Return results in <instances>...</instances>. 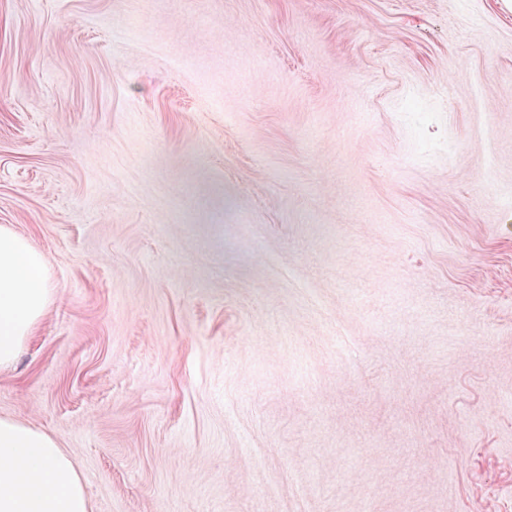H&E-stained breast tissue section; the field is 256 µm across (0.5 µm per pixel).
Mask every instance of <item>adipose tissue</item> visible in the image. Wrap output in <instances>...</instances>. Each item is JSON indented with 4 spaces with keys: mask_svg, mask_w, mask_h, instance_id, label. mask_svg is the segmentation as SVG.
Returning <instances> with one entry per match:
<instances>
[{
    "mask_svg": "<svg viewBox=\"0 0 512 512\" xmlns=\"http://www.w3.org/2000/svg\"><path fill=\"white\" fill-rule=\"evenodd\" d=\"M50 297L45 255L0 227V372L14 364ZM0 512H90L81 477L56 441L1 418Z\"/></svg>",
    "mask_w": 512,
    "mask_h": 512,
    "instance_id": "1",
    "label": "adipose tissue"
}]
</instances>
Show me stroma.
I'll list each match as a JSON object with an SVG mask.
<instances>
[{
  "label": "stroma",
  "instance_id": "35a3bbf8",
  "mask_svg": "<svg viewBox=\"0 0 512 512\" xmlns=\"http://www.w3.org/2000/svg\"><path fill=\"white\" fill-rule=\"evenodd\" d=\"M0 226L92 512H512V0H0Z\"/></svg>",
  "mask_w": 512,
  "mask_h": 512
}]
</instances>
